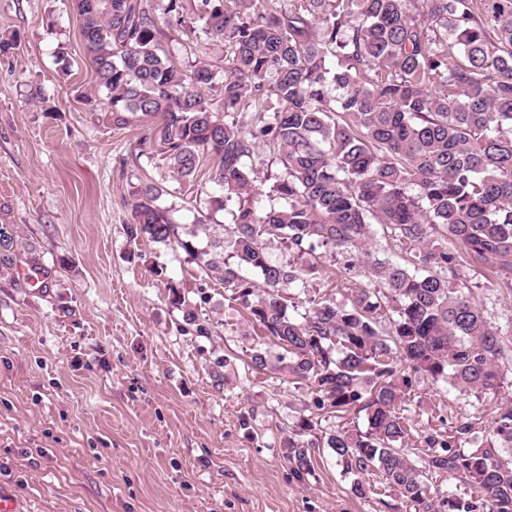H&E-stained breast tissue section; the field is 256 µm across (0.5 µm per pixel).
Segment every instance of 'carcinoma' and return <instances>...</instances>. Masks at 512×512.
Instances as JSON below:
<instances>
[{
	"instance_id": "obj_1",
	"label": "carcinoma",
	"mask_w": 512,
	"mask_h": 512,
	"mask_svg": "<svg viewBox=\"0 0 512 512\" xmlns=\"http://www.w3.org/2000/svg\"><path fill=\"white\" fill-rule=\"evenodd\" d=\"M70 3L113 125L133 118L150 129L127 158L128 239L177 247L223 282L259 337L284 350L278 369L313 388L317 410L365 415L366 429L326 438L345 473L381 476L414 512H512L511 404L489 436L461 422L415 460L398 411L413 373L497 388L512 344V329L493 327L447 276L462 250L512 288V0ZM173 29L204 33L222 55L181 64L165 48ZM157 157L185 183L208 158L212 189L194 198L195 223L175 222L168 191L142 166ZM221 211L232 216L227 246L224 225L211 223ZM375 224L405 263L367 248ZM266 237L302 259L318 248L353 253L364 282L350 304L326 299L298 317L284 291L315 265L273 260ZM16 250L0 227L1 269ZM168 288L184 321L209 335L180 285ZM313 427L303 417L288 438L300 475L314 470L300 440ZM432 475L471 493L434 499Z\"/></svg>"
}]
</instances>
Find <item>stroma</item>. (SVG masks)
<instances>
[{
	"label": "stroma",
	"mask_w": 512,
	"mask_h": 512,
	"mask_svg": "<svg viewBox=\"0 0 512 512\" xmlns=\"http://www.w3.org/2000/svg\"><path fill=\"white\" fill-rule=\"evenodd\" d=\"M16 33L18 47L0 57V227L20 244L0 273V492L18 512H388L398 498L376 475L359 498L330 449L310 476L285 453L300 417L317 418L322 436L365 425L364 415L318 417L309 387L248 368L257 336L223 284L182 250L128 240L124 160L148 129H114L105 106L88 103L97 85L69 0H0V37ZM37 89L45 103L32 99ZM150 171L172 192L177 221L193 223L206 177L179 183L158 159ZM32 255L43 268L36 284ZM344 265L323 256L289 290L296 314L314 299L346 303L361 279ZM456 274L494 325H512L511 289L467 261ZM170 280L209 336L171 306ZM511 401V352L494 391L416 378L400 407L404 445L445 439L460 421L486 435Z\"/></svg>",
	"instance_id": "stroma-1"
}]
</instances>
